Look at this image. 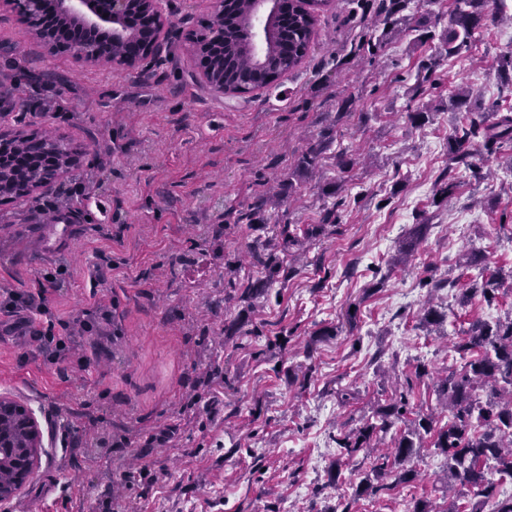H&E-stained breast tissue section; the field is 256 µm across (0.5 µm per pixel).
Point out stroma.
Masks as SVG:
<instances>
[{
  "label": "stroma",
  "instance_id": "35a3bbf8",
  "mask_svg": "<svg viewBox=\"0 0 512 512\" xmlns=\"http://www.w3.org/2000/svg\"><path fill=\"white\" fill-rule=\"evenodd\" d=\"M380 0H330L311 47L277 86L216 97L197 80L188 38L211 20L213 0H167L173 33L148 67H93L36 44L8 0H0V82L11 67L50 74L18 96L53 98V109L14 112L0 128L41 129L84 151L59 197L66 237L49 241L46 199L0 202V289L43 293L57 324L110 305L119 335L75 337L49 357L7 331L0 312V393L31 409L44 447L10 512H405L411 499L441 500L442 458L422 448L414 484L392 495L353 496L354 476L329 480L339 431L371 418L412 380L415 409L437 405L432 376L460 359L452 345L477 317L512 311V296L462 301L472 284L467 254L512 268V149L477 152L456 170L447 203H430L448 165L462 113L449 96L470 87L482 106L500 93L498 61L512 49L511 21H487L471 51L443 58L438 43L392 37L370 54L366 40ZM438 67L418 82V63ZM348 115L332 121L344 101ZM432 104L421 127L409 107ZM330 131L351 154L339 222L295 261L255 314L260 337L225 341L234 303L224 300L225 263L236 278L255 234L233 214L287 176L310 140ZM324 201L309 187L269 213L314 224ZM431 227L411 231L418 213ZM448 286H428L429 276ZM445 315L427 329L426 303ZM354 323H347V309ZM334 337L315 340L323 328ZM428 376L415 378L418 364ZM224 369L215 405L196 380ZM356 392L342 403L339 390ZM250 433L247 451L231 453ZM264 466L250 468L252 456Z\"/></svg>",
  "mask_w": 512,
  "mask_h": 512
}]
</instances>
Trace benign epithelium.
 <instances>
[{
    "label": "benign epithelium",
    "mask_w": 512,
    "mask_h": 512,
    "mask_svg": "<svg viewBox=\"0 0 512 512\" xmlns=\"http://www.w3.org/2000/svg\"><path fill=\"white\" fill-rule=\"evenodd\" d=\"M49 10L59 21L62 29L77 24L82 30L80 40L54 41L41 21L31 24L37 41L55 52L74 55L91 65L107 67H133L144 64L156 56L169 39L172 21L163 8V0H48ZM149 24L145 39V56L115 54L114 48L123 44L129 27L137 21ZM198 81L213 95L226 94L224 78L218 68L208 63L199 66ZM34 112L37 107L28 101H20L11 89H0V112ZM36 133L18 129L14 132L0 130V196L16 178V170L8 165L13 148L32 138ZM46 149L59 160L48 165L32 167L24 173L25 189L22 194L47 193L76 167L83 154L67 148L54 138H41ZM0 447L22 448L24 452L15 461L18 477L10 488L0 485V500L14 498L24 487L27 477L36 469L40 459L39 448L43 447V430L36 415L27 407L9 396L0 394Z\"/></svg>",
    "instance_id": "obj_1"
}]
</instances>
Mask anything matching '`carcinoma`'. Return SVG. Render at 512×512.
Returning <instances> with one entry per match:
<instances>
[{"label": "carcinoma", "instance_id": "carcinoma-1", "mask_svg": "<svg viewBox=\"0 0 512 512\" xmlns=\"http://www.w3.org/2000/svg\"><path fill=\"white\" fill-rule=\"evenodd\" d=\"M411 2L389 0L385 28L376 41H368L371 50L379 51L390 36L402 32L418 42L438 36L446 56H460L470 50L473 37L486 18L487 0H454L448 27L437 35L429 15L406 13ZM326 6L327 0H314L301 13L294 9L286 15L276 11L264 23L263 49L258 53L254 42L255 3L224 0V42L214 46V57L223 59L227 92L243 96L296 69L308 53L317 17ZM472 96V89L461 85L450 99L455 108L468 112ZM474 143L489 153L496 145L512 147V106L506 112L499 111L496 105L489 112L472 113L467 125L456 129L448 139V161L466 162ZM331 146L332 139L323 135L302 152L294 171L282 184V198L299 192L302 178L319 169L320 160ZM341 186L342 182L324 176L315 184L322 198L336 197ZM456 188V180L445 170L436 181L433 196L441 197L444 203L455 195ZM264 206V198L259 197L250 211L239 217L257 233L250 265L258 268V276L237 282L228 280L230 291L224 294V302L234 301L239 311L236 317L224 321L227 339L263 335L264 327L256 325L254 314L273 286L288 281L293 274L288 266L293 249L328 235L339 220L333 205L323 209L317 224H290L278 215L270 225L264 217ZM503 288L512 292V271L505 275L500 269L489 270L464 293V298L479 293L492 301ZM455 352L463 364L447 369L436 385L437 402L441 411L448 413V422L435 427L434 413L412 412L406 393L396 392L388 403L375 410L372 418L333 436L341 452V458L331 467L333 481H338L342 465L351 464L359 475L357 496L385 494L397 484L419 478L411 462L427 442L444 456L448 480L466 488L469 500L465 504L454 501L437 511L429 501L418 499L409 504L406 512H483L490 500L491 512H512V495L494 498L495 487L489 478L497 474L502 480H512V314L493 322H472L455 345ZM399 421L404 427L399 429L390 451L380 453L378 434L389 431ZM366 463L369 469L364 470L362 465Z\"/></svg>", "mask_w": 512, "mask_h": 512}]
</instances>
